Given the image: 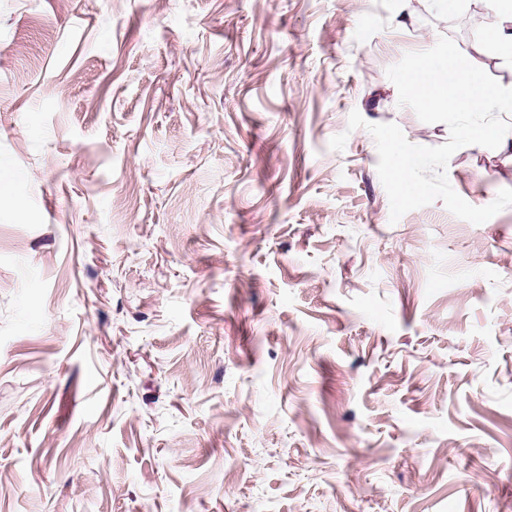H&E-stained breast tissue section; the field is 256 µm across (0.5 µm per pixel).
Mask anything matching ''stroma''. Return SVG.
I'll use <instances>...</instances> for the list:
<instances>
[{
    "mask_svg": "<svg viewBox=\"0 0 512 512\" xmlns=\"http://www.w3.org/2000/svg\"><path fill=\"white\" fill-rule=\"evenodd\" d=\"M477 4L0 0V512H512V207L347 128Z\"/></svg>",
    "mask_w": 512,
    "mask_h": 512,
    "instance_id": "stroma-1",
    "label": "stroma"
}]
</instances>
